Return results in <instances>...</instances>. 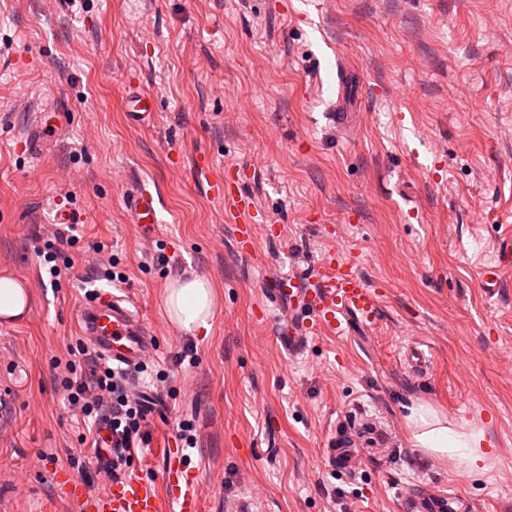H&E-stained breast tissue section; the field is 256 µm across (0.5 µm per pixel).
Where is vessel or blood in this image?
<instances>
[{"label":"vessel or blood","instance_id":"obj_1","mask_svg":"<svg viewBox=\"0 0 512 512\" xmlns=\"http://www.w3.org/2000/svg\"><path fill=\"white\" fill-rule=\"evenodd\" d=\"M245 175V169L237 168L228 171L225 180L212 185L214 194L223 199L226 211L239 219L237 242L242 246L253 240L255 209L253 199L236 190ZM129 207L137 224L157 223L156 199L148 189L135 190ZM297 279L304 280V287H294ZM282 282V287L270 292L269 300L273 303L286 297L294 300L290 315L295 322L290 326V336L283 339L289 350H300L307 342L308 331L328 328L340 333L349 320L371 325L378 318L377 295L362 276L357 261L336 251H324L317 264L304 269L300 276L283 277ZM77 321L90 349L113 363L133 366L160 352L159 341L132 310L129 298L98 291L93 300L81 306ZM359 454V449L348 441L330 449L329 460L337 471L350 476L358 467ZM112 456V430L109 422L104 421L100 424L94 461L106 470L112 466ZM161 456L167 490L163 498L134 474L108 480L104 488L93 495L76 478L61 473L57 480L65 486L68 499L80 504L85 512H199L194 481L186 465L174 459L172 449H163ZM453 509L452 500L444 493L422 494L410 501V512H453Z\"/></svg>","mask_w":512,"mask_h":512}]
</instances>
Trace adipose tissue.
<instances>
[{
    "label": "adipose tissue",
    "mask_w": 512,
    "mask_h": 512,
    "mask_svg": "<svg viewBox=\"0 0 512 512\" xmlns=\"http://www.w3.org/2000/svg\"><path fill=\"white\" fill-rule=\"evenodd\" d=\"M165 305L169 318L184 331L209 329L212 287L199 277L175 280L167 290ZM406 425L414 447L450 460L464 472L485 469L489 461L483 449V434L449 424L430 403L417 402L410 406Z\"/></svg>",
    "instance_id": "adipose-tissue-1"
}]
</instances>
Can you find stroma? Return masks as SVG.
<instances>
[{"label":"stroma","instance_id":"obj_1","mask_svg":"<svg viewBox=\"0 0 512 512\" xmlns=\"http://www.w3.org/2000/svg\"><path fill=\"white\" fill-rule=\"evenodd\" d=\"M0 0V274L29 292L0 323V512H81L52 469L104 485L80 443L53 364L82 340L80 280L110 246L128 296L156 334L159 404L130 470L163 489L159 448L181 421L201 512H407L441 490L473 512H512V269L484 287L512 242V0ZM359 74L343 129L337 74ZM154 96L143 124L130 90ZM44 112H60L41 129ZM209 156L200 174V156ZM253 172L254 242L208 184ZM148 187L160 224H135ZM75 214L74 266L51 280L34 238L57 207ZM335 248L355 255L380 318L312 334L288 352L266 290ZM206 279L210 331L169 319L174 280ZM430 348L427 371L403 362ZM196 360L182 362L185 349ZM483 431L490 467L464 474L413 448V403ZM388 430L353 477L328 459L354 419Z\"/></svg>","mask_w":512,"mask_h":512}]
</instances>
